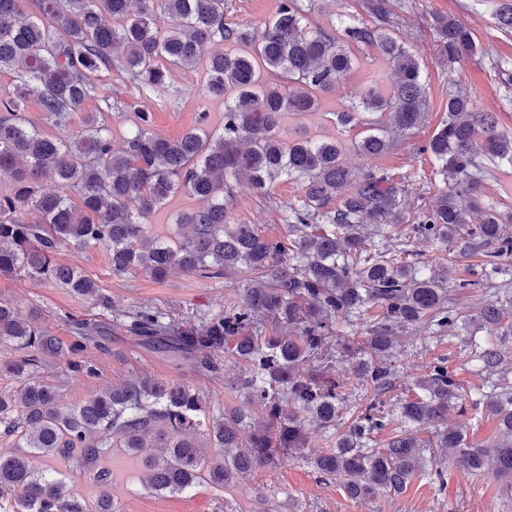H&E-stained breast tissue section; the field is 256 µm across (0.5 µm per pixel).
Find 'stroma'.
Returning a JSON list of instances; mask_svg holds the SVG:
<instances>
[{
	"label": "stroma",
	"mask_w": 512,
	"mask_h": 512,
	"mask_svg": "<svg viewBox=\"0 0 512 512\" xmlns=\"http://www.w3.org/2000/svg\"><path fill=\"white\" fill-rule=\"evenodd\" d=\"M405 3L416 20L412 25L400 26L398 35L419 56L427 91L425 121L408 136L407 149L380 157L364 156L350 147L351 141L360 137V128L344 133L336 128L333 110L358 99L370 82L386 85L392 80L389 69L366 58L340 88L324 94L321 111L291 117L287 128L290 136L296 138L341 136L348 145L343 160L349 168L356 171L385 168L395 180L408 184L411 204L427 206L433 203L442 182L429 157L414 154L412 147L424 143L444 117L449 88L460 89L477 106L497 112L501 130L512 132V33L496 27L488 0H405ZM433 12L458 16L488 51V59L467 58L455 68H447L436 51L426 22ZM494 58L506 62V71L491 67ZM167 72L166 85L147 91L135 89L117 69L101 71L98 82L151 112L153 131L165 137L176 138L197 128L203 112L209 115L204 124L207 129L223 126L224 104L205 94L203 69L171 66ZM233 214L236 222L257 225L268 235L278 237L285 233L282 213L263 207L246 184H239L235 190ZM411 248L431 262L436 272H447L449 285L466 279L473 286L460 294L467 324L462 335L440 341L407 334L404 351L396 362L395 385L385 395L390 403L421 374L426 363L439 355L447 356L450 370L465 388L481 385L483 379L472 362L470 349L471 337L486 333L478 312L484 305L497 303L512 316V301L501 290L477 286L476 281L481 277L480 255L460 254L451 260L444 252L417 240ZM59 260L79 267L94 278L112 299L113 308L99 307L62 284L19 276H0V301L16 305L22 316L36 318L51 334L68 342L77 339L71 326L75 319L94 322L102 331V346L91 344L80 353L82 359L97 365V378L66 375L64 365L56 360L47 361L40 369V379L55 388L60 408L77 407L97 392L137 376L178 382L200 390L212 417L242 403L243 396L237 387L243 375L240 366L227 363L220 374L202 375L191 364L175 362L135 344L117 327L115 312L149 307L179 322L198 323L238 301L252 279L251 273L242 271L230 277L203 280L176 272L162 282L139 271L116 276L112 273L109 253L101 246L79 253L64 249ZM149 454L146 448L138 454L116 448L105 462L112 472L110 492L121 512H512V489L507 488L505 481L490 476H473L451 469L442 483L418 478L400 496L355 500L337 480H319L310 464L301 458L281 462L275 468L250 476H239L227 488L206 481L185 493L159 492L148 483L143 459Z\"/></svg>",
	"instance_id": "35a3bbf8"
}]
</instances>
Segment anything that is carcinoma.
Returning <instances> with one entry per match:
<instances>
[{"label": "carcinoma", "mask_w": 512, "mask_h": 512, "mask_svg": "<svg viewBox=\"0 0 512 512\" xmlns=\"http://www.w3.org/2000/svg\"><path fill=\"white\" fill-rule=\"evenodd\" d=\"M0 0V71L14 75L10 95L0 98V275L61 283L108 308L109 296L78 268L57 261L69 247H106L112 272L141 269L162 281L180 270L199 278L229 276L246 267L253 274L238 302L199 324L175 322L141 308L119 321L138 344L193 363L202 374L220 373L222 359L241 366L238 385L247 402L209 420L199 391L149 377L127 380L62 411L52 387L36 373L47 359L65 361L72 375L95 378L87 360H73L81 344L69 343L20 317L0 302V345L19 352L5 372L25 379L19 395L0 394V430L14 451L0 455V493L17 496V512H119L112 495L94 505L66 489L54 458L94 471L112 483L103 461L112 449L138 452L146 432L159 425L162 453L145 464L152 487L182 493L207 479L224 486L239 474L275 467L303 456L309 424L329 429L343 416L350 377L371 392L336 447L309 456L314 470L339 480L353 499L383 493L399 496L419 477L445 479L444 466L470 475L491 473L512 488V385L490 383L473 405L495 417L496 433L473 446L460 430L443 426L448 412L463 408L465 395L448 370V359L428 362L389 406L383 395L396 379L399 336L410 329L454 336L462 315L448 303L445 278L426 271L411 239L484 257L485 274H497L512 258V235L503 233L494 204L471 222L472 196L489 167L512 165V135L500 131L496 112L476 107L459 91L448 92L447 115L417 150L442 176L433 205L403 214L409 190L383 168L354 171L342 162L338 138L292 139L285 123L315 112L321 95L340 86L354 69L355 50L367 48L395 72L383 90L366 86L360 100L334 113L340 130L363 128L352 146L365 156L401 148L419 126L427 102L419 60L395 37L410 23L394 0H358L367 19L355 16L312 26L303 0H280L261 28L224 20V0ZM497 28L512 33V0H496ZM436 47L448 68L487 52L457 17L431 18ZM217 42L232 47L207 54ZM206 70V91L224 99V126L197 128L178 138L152 130V115L136 112L122 150L112 149L105 119L133 109L123 98L101 96L97 74L117 68L139 89L165 84L159 62ZM34 97L46 120L67 136H48L26 118ZM102 107L78 117L84 102ZM55 185L39 191L40 180ZM246 180L256 196L285 209L286 237H269L253 224L231 223L233 185ZM296 181L302 196L283 206L272 196L281 181ZM185 190L206 202L177 215L191 229L170 237L147 235L146 220L169 197ZM370 318L365 315L371 311ZM272 323L265 335L258 318ZM505 313L480 309L484 326L498 328ZM365 328L363 344L342 342L343 327ZM342 345L345 369L336 367L333 346ZM473 358L488 374L505 370L507 356L494 337L471 341ZM264 407L260 425L250 423L248 403ZM398 431L381 448L375 436L393 424ZM224 449V461L201 470L202 444ZM43 457L45 467L32 459Z\"/></svg>", "instance_id": "cac0c4a2"}]
</instances>
